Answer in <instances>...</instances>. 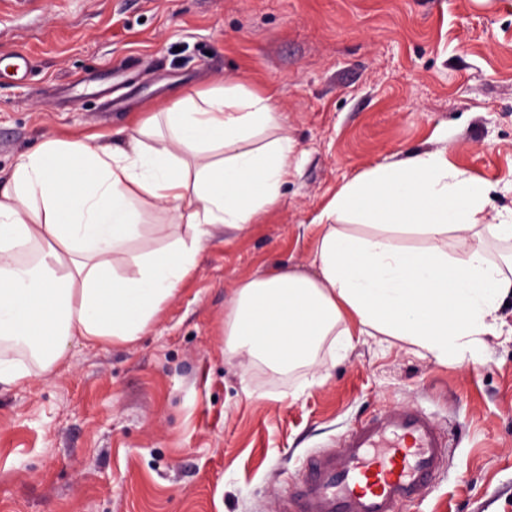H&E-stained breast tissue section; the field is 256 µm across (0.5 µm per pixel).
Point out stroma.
Returning <instances> with one entry per match:
<instances>
[{
	"label": "stroma",
	"instance_id": "1",
	"mask_svg": "<svg viewBox=\"0 0 512 512\" xmlns=\"http://www.w3.org/2000/svg\"><path fill=\"white\" fill-rule=\"evenodd\" d=\"M0 0V171L49 136L111 135L186 91L273 90L300 166L279 203L217 232L133 343H71L58 373L0 385V512H278L308 456L415 405L450 438L401 512H512V303L502 336L439 363L361 337L325 376L224 355L241 280L308 269L313 221L399 152L447 149L512 208V0Z\"/></svg>",
	"mask_w": 512,
	"mask_h": 512
}]
</instances>
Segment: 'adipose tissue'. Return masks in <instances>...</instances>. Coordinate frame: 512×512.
<instances>
[{
	"label": "adipose tissue",
	"mask_w": 512,
	"mask_h": 512,
	"mask_svg": "<svg viewBox=\"0 0 512 512\" xmlns=\"http://www.w3.org/2000/svg\"><path fill=\"white\" fill-rule=\"evenodd\" d=\"M47 137L0 189V384L50 376L71 342L127 344L156 322L215 229L267 212L298 165L270 93H185L123 128ZM447 150L409 152L346 182L318 217L313 274L282 268L237 285L224 354L276 373L345 350L355 335L442 362L502 334L512 296V211ZM164 216L162 247L130 251Z\"/></svg>",
	"instance_id": "ef3b65f1"
}]
</instances>
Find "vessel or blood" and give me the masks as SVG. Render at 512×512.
<instances>
[{
	"label": "vessel or blood",
	"mask_w": 512,
	"mask_h": 512,
	"mask_svg": "<svg viewBox=\"0 0 512 512\" xmlns=\"http://www.w3.org/2000/svg\"><path fill=\"white\" fill-rule=\"evenodd\" d=\"M447 453L443 434L420 408L372 416L351 428L337 447L305 461L280 512H400L430 487Z\"/></svg>",
	"instance_id": "b4317fda"
}]
</instances>
